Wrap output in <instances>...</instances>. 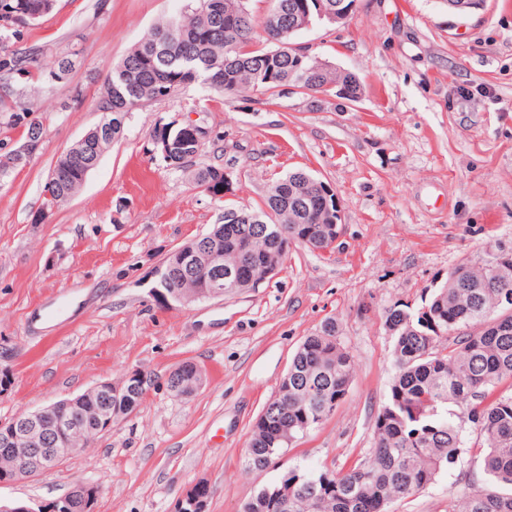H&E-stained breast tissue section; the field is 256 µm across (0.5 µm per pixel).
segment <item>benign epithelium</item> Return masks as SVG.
<instances>
[{
	"label": "benign epithelium",
	"mask_w": 512,
	"mask_h": 512,
	"mask_svg": "<svg viewBox=\"0 0 512 512\" xmlns=\"http://www.w3.org/2000/svg\"><path fill=\"white\" fill-rule=\"evenodd\" d=\"M354 5L347 0H328L318 3L317 14L295 3L290 6L288 33H300L314 26V18L326 20L331 25H342L352 16ZM205 132L193 122H187L177 131L162 126L155 143L163 156L183 154L198 150L204 142ZM288 220L297 224L306 212L312 210L327 219L319 228H312L303 235L291 238L282 249L265 258V278L276 275L288 259V252L296 245L310 246L316 240L336 241L341 234V214L333 188L324 183L314 184V190L294 193L288 198ZM186 270L202 276L207 292H181L174 296L152 289V294L165 303L175 301L189 304L204 297L221 298L229 295L228 289L240 292L258 287L251 272L242 265L224 266V253L218 248L199 249L188 244L174 248L164 258L157 276L164 281L177 280ZM192 374L167 385V390L178 391L188 397L204 383L203 370L192 363ZM154 381L142 372L133 371L121 383L101 381L71 398L33 410L21 411L7 421H0V484L33 478L60 466L63 461L86 447L91 440L137 411L146 399ZM204 484H198L179 500L180 512H206L207 501ZM98 489L77 482L62 497L36 506L22 508V512H94Z\"/></svg>",
	"instance_id": "obj_1"
}]
</instances>
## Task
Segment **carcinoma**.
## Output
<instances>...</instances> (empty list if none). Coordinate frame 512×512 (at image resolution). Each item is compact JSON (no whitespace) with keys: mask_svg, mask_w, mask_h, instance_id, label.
Returning <instances> with one entry per match:
<instances>
[{"mask_svg":"<svg viewBox=\"0 0 512 512\" xmlns=\"http://www.w3.org/2000/svg\"><path fill=\"white\" fill-rule=\"evenodd\" d=\"M45 0H0V12L15 14L13 27L0 26V114L7 124L24 128V142L37 149L44 133L38 113L26 104L37 85L58 82L72 71L74 52L50 59L36 49L7 46L21 40L23 30L36 24L52 8L39 10ZM190 13L163 23L131 48L112 68L98 102L100 124L110 135L96 143L103 156L124 131L130 112L143 102L165 98L181 87L202 80L229 95L274 94L288 83L312 93H327L336 73L307 74L315 61L288 55V15L291 0H273L267 20L259 19L243 0H189ZM274 49L253 46L257 29ZM78 146L56 161L63 201L82 187ZM31 155L15 148L0 159V178L26 166ZM195 156L175 154L168 166L190 173L191 182L206 191L224 187V168L194 167ZM315 179L295 170L276 180L283 201L292 188ZM238 224H215L205 237L224 246V263L234 264L236 240L269 226L266 244L278 250L288 228L270 195L262 205L243 208ZM512 294V263L471 266L465 262L448 272V280L412 309L394 304L385 309L384 324L392 332L395 375L386 402L374 424V448L367 459L345 471H290L243 504L246 512H388L395 501L407 499L454 468L464 469L466 427L477 433L484 449L483 480L490 488L468 497L465 512H512V311L502 294ZM357 370L354 354L340 341L336 319L305 337L281 383L265 409L273 415L257 421L245 448L246 464L269 465L278 454V428L295 439L318 427L334 411L333 401L348 391ZM330 475L324 496L309 499L300 490Z\"/></svg>","mask_w":512,"mask_h":512,"instance_id":"carcinoma-1","label":"carcinoma"}]
</instances>
